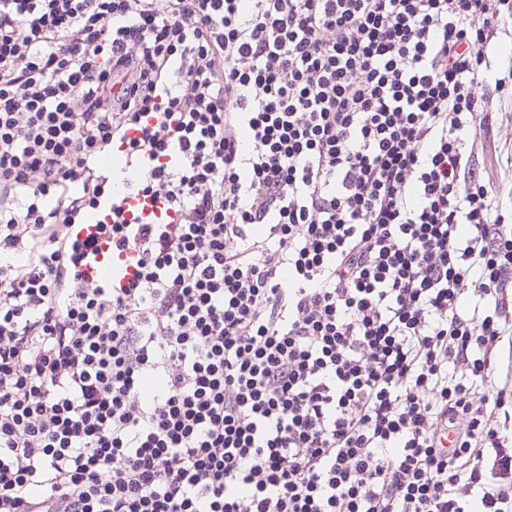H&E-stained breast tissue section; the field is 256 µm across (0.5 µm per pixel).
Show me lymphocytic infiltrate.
Wrapping results in <instances>:
<instances>
[{"mask_svg":"<svg viewBox=\"0 0 512 512\" xmlns=\"http://www.w3.org/2000/svg\"><path fill=\"white\" fill-rule=\"evenodd\" d=\"M511 34L504 0H0V512H512V224L466 153ZM107 193L109 291L68 232ZM93 242L94 253L79 267L81 281L93 284L124 283L133 278L135 268L129 259L136 255L133 251L113 252L109 236L100 235Z\"/></svg>","mask_w":512,"mask_h":512,"instance_id":"obj_1","label":"lymphocytic infiltrate"}]
</instances>
